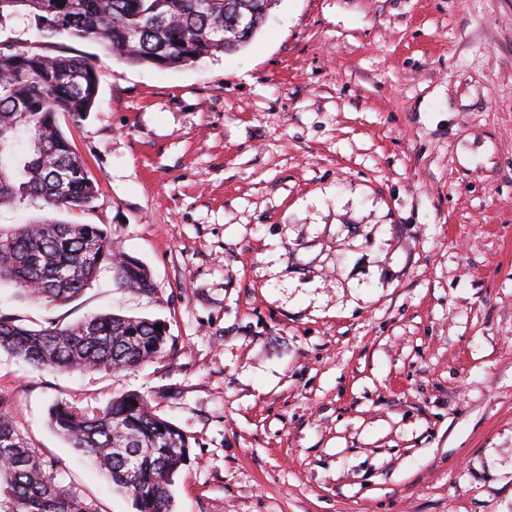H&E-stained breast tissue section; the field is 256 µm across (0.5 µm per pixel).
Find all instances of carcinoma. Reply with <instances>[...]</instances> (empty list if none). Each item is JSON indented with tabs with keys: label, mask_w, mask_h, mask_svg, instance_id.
<instances>
[{
	"label": "carcinoma",
	"mask_w": 512,
	"mask_h": 512,
	"mask_svg": "<svg viewBox=\"0 0 512 512\" xmlns=\"http://www.w3.org/2000/svg\"><path fill=\"white\" fill-rule=\"evenodd\" d=\"M65 5H60V2ZM271 0H0V19L22 13L40 38L93 40L131 63L180 67L242 46ZM0 208L39 199L52 209L83 210L95 184L62 131L58 116L91 111L99 75L87 59L31 53L0 43ZM125 287L154 291L138 259L116 258L112 238L97 224L43 219L0 229V282L46 305L65 304L95 279L101 266ZM161 330H156V325ZM161 320L96 314L80 321L27 328L0 316V350L39 371L134 370L164 353ZM52 429L90 460L136 512H171L174 476L191 462L190 436L128 393L89 411L54 403ZM127 440L137 442L125 448ZM59 460L36 454L0 413V512H96L61 486Z\"/></svg>",
	"instance_id": "carcinoma-1"
}]
</instances>
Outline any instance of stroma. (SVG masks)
I'll return each mask as SVG.
<instances>
[{"instance_id":"stroma-1","label":"stroma","mask_w":512,"mask_h":512,"mask_svg":"<svg viewBox=\"0 0 512 512\" xmlns=\"http://www.w3.org/2000/svg\"><path fill=\"white\" fill-rule=\"evenodd\" d=\"M96 105L59 124L97 188L83 211L155 291L110 267L71 302L0 285L38 328L165 321L132 371L38 372L0 350V412L97 512L129 497L49 426L129 392L195 439L172 512H512V0H272L252 39L179 68L92 41Z\"/></svg>"}]
</instances>
